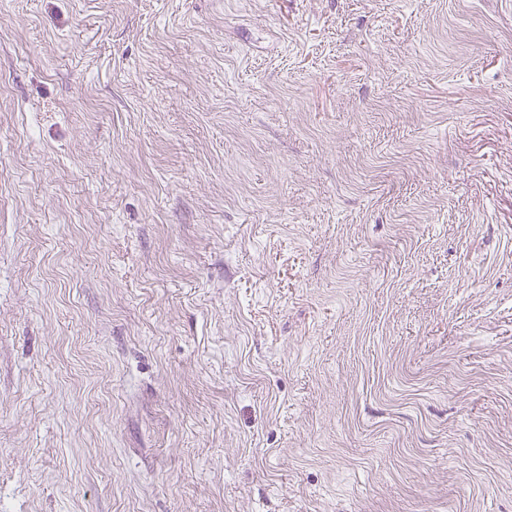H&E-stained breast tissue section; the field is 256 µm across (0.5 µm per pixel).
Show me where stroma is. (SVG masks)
Returning <instances> with one entry per match:
<instances>
[{
	"label": "stroma",
	"mask_w": 512,
	"mask_h": 512,
	"mask_svg": "<svg viewBox=\"0 0 512 512\" xmlns=\"http://www.w3.org/2000/svg\"><path fill=\"white\" fill-rule=\"evenodd\" d=\"M0 512H512V0H0Z\"/></svg>",
	"instance_id": "35a3bbf8"
}]
</instances>
